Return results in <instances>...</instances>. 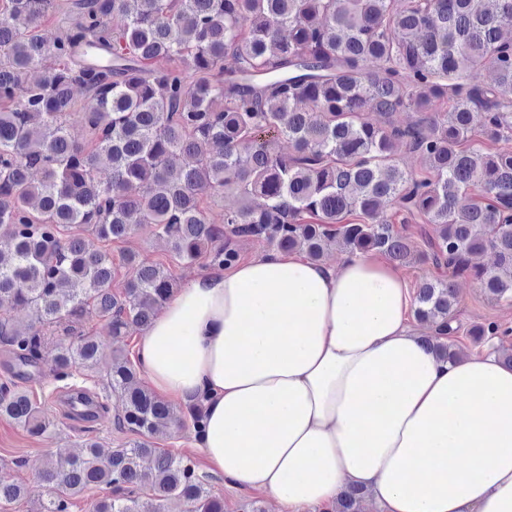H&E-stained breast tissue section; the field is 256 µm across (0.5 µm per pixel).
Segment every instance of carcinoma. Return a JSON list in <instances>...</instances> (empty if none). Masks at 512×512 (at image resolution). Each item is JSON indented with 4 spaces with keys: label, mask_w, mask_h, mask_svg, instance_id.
<instances>
[{
    "label": "carcinoma",
    "mask_w": 512,
    "mask_h": 512,
    "mask_svg": "<svg viewBox=\"0 0 512 512\" xmlns=\"http://www.w3.org/2000/svg\"><path fill=\"white\" fill-rule=\"evenodd\" d=\"M77 21L46 44L17 28L40 23L56 0H0V343L13 377L49 369L62 381L104 355L83 327L94 310L119 344L146 329L178 286L170 268L124 258L121 291L108 245L146 226L177 261L226 269L235 242L312 261L340 244L406 266L415 255L451 270L417 288L414 317L434 326L425 342L442 359L458 328L453 279L468 276L496 301L512 300V0H76ZM36 77L28 83L30 71ZM492 82L482 81L484 72ZM86 92L77 103L73 88ZM412 110L406 126L377 125ZM77 119L87 137L67 131ZM292 145L286 156L277 140ZM403 148L425 168L400 167ZM107 167L108 180L99 178ZM39 173L37 182L31 179ZM233 193L224 221L204 198ZM432 224L424 249L395 224ZM103 247L92 250L83 233ZM490 250L492 266L470 257ZM31 310L20 326L12 307ZM107 387L76 383L64 415L112 420L130 435L104 450L50 457L53 491L40 512H70L86 491L91 512H224L191 457L152 439L176 424L200 433L205 398L175 406L142 387L137 366L111 350ZM0 416L43 436L50 424L11 380ZM28 495L0 477V504ZM350 487L334 512H362Z\"/></svg>",
    "instance_id": "1"
}]
</instances>
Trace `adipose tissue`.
Listing matches in <instances>:
<instances>
[{"instance_id":"ef3b65f1","label":"adipose tissue","mask_w":512,"mask_h":512,"mask_svg":"<svg viewBox=\"0 0 512 512\" xmlns=\"http://www.w3.org/2000/svg\"><path fill=\"white\" fill-rule=\"evenodd\" d=\"M409 285L371 253L271 252L178 291L145 330L159 393L206 398L198 446L289 512L368 490V512H512V366L448 361L410 328Z\"/></svg>"}]
</instances>
